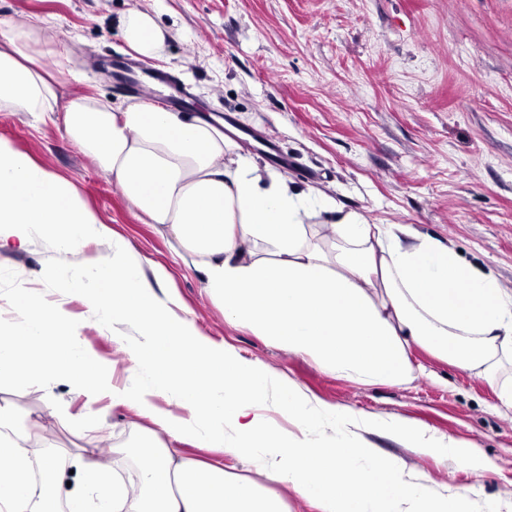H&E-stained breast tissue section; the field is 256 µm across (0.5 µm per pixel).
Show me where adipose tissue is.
I'll return each instance as SVG.
<instances>
[{"mask_svg":"<svg viewBox=\"0 0 512 512\" xmlns=\"http://www.w3.org/2000/svg\"><path fill=\"white\" fill-rule=\"evenodd\" d=\"M118 27L145 60L160 56L171 36L148 10L122 14ZM51 45L39 18L0 29V110L62 119L69 139L122 187L140 218L190 256L227 319L368 386L412 383L415 346L484 378L495 377L512 353V294L452 246L403 226L366 223L353 212L311 227L305 197L251 158L230 157L231 144L213 115L171 112L150 101L113 105L81 94L58 110V89L75 73L40 70ZM58 225L70 248L102 232L73 185L0 142V249L25 247L32 235ZM96 281V289H87L83 275L73 273L60 285L87 289L102 318L123 315L143 329L145 343L130 361L151 377V390L116 395L155 427L143 444L137 484L116 480L102 458L79 460L66 512H88L89 489L103 512H287L282 499L264 494L268 483L291 486L320 512H471L459 491L421 492L417 474L363 434L382 428L419 452L469 463L464 443L398 416L325 409L292 385L284 409L299 432L275 434L260 411L264 368L198 336L190 314H169L125 242L113 241L112 262ZM17 314L24 339L0 348V379L51 384L63 371L60 351L89 360L64 312L27 296ZM154 392L168 395L174 410L154 406ZM325 424L334 425L337 441L314 443L310 429ZM31 438L30 431L15 430L13 411L0 405V456L11 462L0 474V512H53L49 491L63 482L67 463L47 455L31 467L25 450ZM186 438L238 455L258 451L264 463L256 478L234 480L167 446Z\"/></svg>","mask_w":512,"mask_h":512,"instance_id":"1","label":"adipose tissue"}]
</instances>
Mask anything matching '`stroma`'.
<instances>
[{
  "mask_svg": "<svg viewBox=\"0 0 512 512\" xmlns=\"http://www.w3.org/2000/svg\"><path fill=\"white\" fill-rule=\"evenodd\" d=\"M134 8L155 10L171 29L162 56L137 60L124 42L116 21ZM35 15L64 34L43 69L68 63L80 75L78 91L115 104L136 100L97 68L102 61L135 64L155 101L177 93L183 111L231 119L226 137L260 167L269 160L255 150L254 137L274 142L289 159V186L312 205L331 200L368 223L405 225L452 243L512 290V0H0L2 24L18 27ZM160 72L175 75L177 86L151 84ZM0 139L73 184L105 229L74 250L47 232L24 249L0 251V340L23 333L14 321L24 290L45 307L66 310L84 348L111 367L116 387H145L128 353L142 339L140 326L121 318L102 323L82 295L57 282L68 270L96 274L113 240H122L140 258L144 277L166 271V294L191 312L200 336L266 369L262 412L273 431L297 430L282 409L288 383L322 406L399 415L468 442L487 469L440 461L381 430L367 440L404 460L426 488L463 487L480 512H512V412L499 400L500 385L512 381L511 362L487 379L416 347L411 362L428 372L405 387L329 374L310 357L272 347L225 319L189 257L140 220L122 188L70 142L63 125L0 112ZM83 402L63 382L45 388L0 380V405L43 427L32 464L48 448L70 462L89 457L104 432L114 468L135 479L141 461L128 451L151 421L104 396L97 403L101 422L85 424ZM176 448L233 476L255 475V462L223 449L192 441Z\"/></svg>",
  "mask_w": 512,
  "mask_h": 512,
  "instance_id": "stroma-1",
  "label": "stroma"
}]
</instances>
